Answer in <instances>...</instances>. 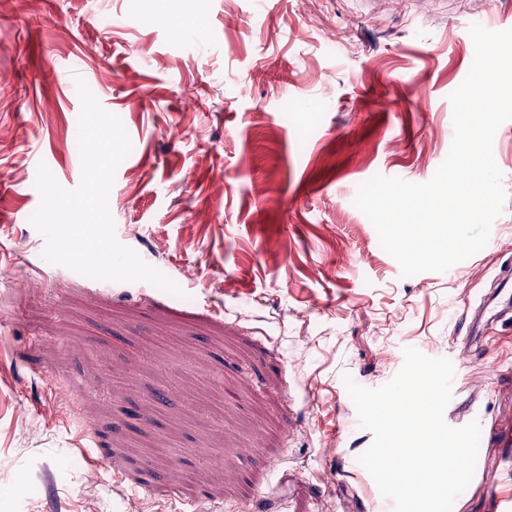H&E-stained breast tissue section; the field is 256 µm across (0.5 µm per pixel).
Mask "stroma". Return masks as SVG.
Segmentation results:
<instances>
[{"label": "stroma", "instance_id": "stroma-1", "mask_svg": "<svg viewBox=\"0 0 512 512\" xmlns=\"http://www.w3.org/2000/svg\"><path fill=\"white\" fill-rule=\"evenodd\" d=\"M475 24L512 0H0V512H394L345 382L408 347L452 362L446 422L481 425L453 512H512V315L484 311L512 283V121L503 212L448 271L402 276L353 204L444 162ZM79 77L132 142L116 237L180 294L43 257Z\"/></svg>", "mask_w": 512, "mask_h": 512}]
</instances>
